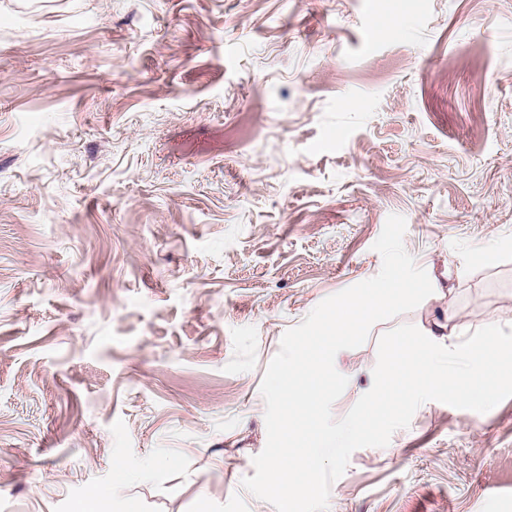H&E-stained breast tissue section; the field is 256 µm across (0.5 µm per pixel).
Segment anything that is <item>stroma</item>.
I'll list each match as a JSON object with an SVG mask.
<instances>
[{"label": "stroma", "mask_w": 512, "mask_h": 512, "mask_svg": "<svg viewBox=\"0 0 512 512\" xmlns=\"http://www.w3.org/2000/svg\"><path fill=\"white\" fill-rule=\"evenodd\" d=\"M392 214L441 290L337 419L395 326H512V0H0V512H273L264 372ZM328 512H512V398L425 402Z\"/></svg>", "instance_id": "1"}]
</instances>
